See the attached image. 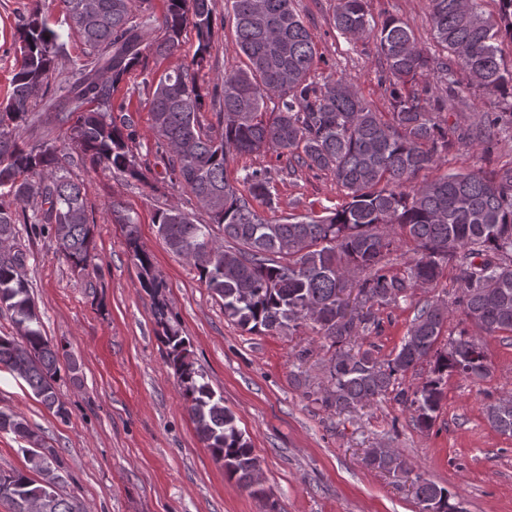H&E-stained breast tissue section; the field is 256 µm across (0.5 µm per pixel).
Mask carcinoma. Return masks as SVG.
Returning a JSON list of instances; mask_svg holds the SVG:
<instances>
[{
    "label": "carcinoma",
    "mask_w": 512,
    "mask_h": 512,
    "mask_svg": "<svg viewBox=\"0 0 512 512\" xmlns=\"http://www.w3.org/2000/svg\"><path fill=\"white\" fill-rule=\"evenodd\" d=\"M146 0H60L64 21L80 36L83 59L67 75L62 88L80 107H96L77 115L70 141L94 168L142 180L145 175L132 149L136 132L130 120L112 118V94L123 76L140 63L143 51L169 56L180 48L187 24L196 30L198 47L191 63L146 81L150 86L152 131L159 147L170 153L169 179L187 187L208 214L210 223H196L171 206L158 211V233L167 248L188 260L206 287L223 301L224 318L249 333L272 334L295 329L305 320L317 325L323 343L334 349L329 384L308 396L338 413L394 391L395 382L426 358L434 377L409 395L396 392L416 424L429 429L440 408L442 383L450 373L480 376L488 372L485 352L466 332L441 348L439 337L448 311L425 303L414 316L394 357L379 362L371 349L343 350L381 322L372 309L406 299L419 285L438 279L450 264L459 270L457 304L467 319L489 334L512 333V167L487 177L477 172H450L420 185L417 174L448 154V132L437 115L448 100L434 98L430 88L411 91L407 85L431 72L440 75L448 96L459 94L457 73L470 84L498 98L512 99V70L505 69L499 43L512 41V0H497L498 15L485 17L482 0H429L436 42L447 52L430 58L418 47L408 26L387 18L377 30L376 48L385 64L392 121H383L343 78L319 84L311 79L317 49L313 36L293 9V0H226L236 45L245 68L224 76L211 94L215 122L202 126L199 114L205 93L193 73L202 65L215 24L212 0H166L159 23L161 36L144 44L153 15L140 9ZM334 27L358 40L370 36L367 0H338ZM22 62L11 81L6 105L0 107V196L20 203L40 197L45 207L26 210L0 207V239L12 240L16 225L33 224L53 234L72 265H92V232L80 184L68 175L66 157L42 141L29 145L18 131L34 133L43 117L64 124L52 97L38 105V92L48 84L66 55L59 34L35 8L18 27ZM281 105L265 118V100ZM509 112H483L468 135L491 144L498 130L512 121ZM272 150L293 159L286 175L298 170L328 171L347 191L348 201L325 216L291 215L267 222L254 208L260 200L276 206L273 177L255 168L231 184L226 167L231 155ZM112 216L126 230L127 243L140 268L141 287L159 293L162 281L150 254L139 245L134 219L119 203ZM415 245V257L402 273L383 263L401 239ZM26 255L0 251V311L11 313L23 336L0 335V369L20 373L35 398L63 417L65 403L56 388L58 347L40 329V316L25 277ZM367 270L356 288L366 310L346 312L340 294L349 287L350 270ZM161 341L168 365L200 441L222 463L225 476L250 489L260 470L251 442L224 407L206 374L195 365L185 339L166 321L157 305ZM490 426L512 436V409L501 404L487 410ZM0 431L23 438L29 471L9 472L0 482V499L13 512H24L30 500L46 498L48 512H85L83 505L59 492L63 461L54 453L42 457L39 438L18 416L0 413ZM366 462L395 477L409 473L406 461L392 448H371ZM41 475L34 479L29 472ZM418 504L436 512H460L448 489L433 482L415 485Z\"/></svg>",
    "instance_id": "carcinoma-1"
}]
</instances>
